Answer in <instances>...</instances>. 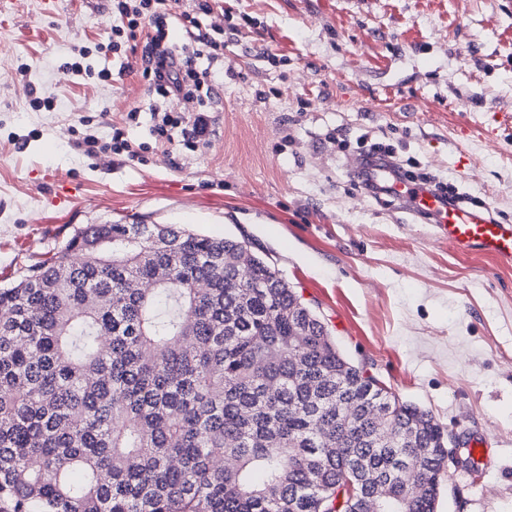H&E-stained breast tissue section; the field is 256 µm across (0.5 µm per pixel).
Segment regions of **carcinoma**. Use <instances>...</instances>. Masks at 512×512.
Masks as SVG:
<instances>
[{"label": "carcinoma", "instance_id": "1", "mask_svg": "<svg viewBox=\"0 0 512 512\" xmlns=\"http://www.w3.org/2000/svg\"><path fill=\"white\" fill-rule=\"evenodd\" d=\"M241 254L88 224L0 286V512H435L444 428Z\"/></svg>", "mask_w": 512, "mask_h": 512}]
</instances>
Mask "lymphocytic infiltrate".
Segmentation results:
<instances>
[{
	"instance_id": "lymphocytic-infiltrate-1",
	"label": "lymphocytic infiltrate",
	"mask_w": 512,
	"mask_h": 512,
	"mask_svg": "<svg viewBox=\"0 0 512 512\" xmlns=\"http://www.w3.org/2000/svg\"><path fill=\"white\" fill-rule=\"evenodd\" d=\"M215 0H199L197 14L174 15L171 0H112L116 24L113 35H141L143 48L138 66L153 102L154 125L152 135L156 143H178L195 151L209 141L215 117L211 110L199 109L189 113L168 112V100L178 97L197 98L204 85L218 83L222 71L205 73L197 67L198 59H217L224 54V31L206 25L205 17L214 12ZM189 22L193 33L186 43L171 39L170 27L177 21ZM405 174L397 164L385 162L376 166L367 160L357 184L371 197L379 199L393 192L395 183L403 181Z\"/></svg>"
}]
</instances>
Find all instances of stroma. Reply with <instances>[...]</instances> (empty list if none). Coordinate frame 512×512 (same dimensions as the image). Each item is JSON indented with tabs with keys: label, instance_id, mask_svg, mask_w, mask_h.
Returning a JSON list of instances; mask_svg holds the SVG:
<instances>
[{
	"label": "stroma",
	"instance_id": "stroma-1",
	"mask_svg": "<svg viewBox=\"0 0 512 512\" xmlns=\"http://www.w3.org/2000/svg\"><path fill=\"white\" fill-rule=\"evenodd\" d=\"M234 27L208 144L143 160L75 143L149 142L139 73L98 49L112 0L0 11V285L84 224H180L274 263L340 350L432 413L477 472L450 467L437 512H512V264L457 251L399 200L354 186L380 144L512 223V0H223ZM87 52L109 81L64 64ZM52 110L36 111L34 97ZM138 111V123L127 114ZM76 147L87 155L108 154L121 156L125 155L128 159L143 160L141 152L133 150L131 144L125 138L121 129L113 130L112 137L109 141L103 140L95 135L89 134L76 142Z\"/></svg>",
	"mask_w": 512,
	"mask_h": 512
}]
</instances>
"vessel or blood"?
<instances>
[{"mask_svg": "<svg viewBox=\"0 0 512 512\" xmlns=\"http://www.w3.org/2000/svg\"><path fill=\"white\" fill-rule=\"evenodd\" d=\"M416 205L422 213H440L439 201L430 194L418 195ZM441 234L462 252H476L500 262L512 263V224L479 215L463 217L456 210L440 213Z\"/></svg>", "mask_w": 512, "mask_h": 512, "instance_id": "1", "label": "vessel or blood"}]
</instances>
